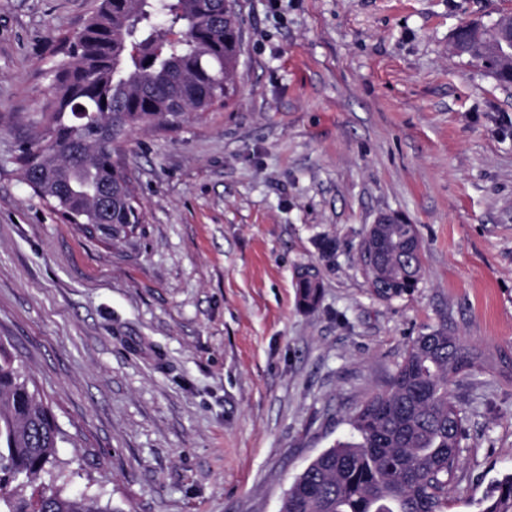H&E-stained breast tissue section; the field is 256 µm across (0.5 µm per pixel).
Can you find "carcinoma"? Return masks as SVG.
I'll use <instances>...</instances> for the list:
<instances>
[{
    "mask_svg": "<svg viewBox=\"0 0 512 512\" xmlns=\"http://www.w3.org/2000/svg\"><path fill=\"white\" fill-rule=\"evenodd\" d=\"M241 19L236 0H99L56 64L45 133L16 163L33 194L86 237L119 240L144 223V208L112 159L125 132L172 126L189 112H209L235 92ZM491 34L470 24L467 55L488 60L498 82L512 84V62L487 54ZM97 138L88 160L66 164L75 129ZM390 298L422 275L416 226H383ZM301 303L313 307L321 270L299 267ZM482 353L446 328L412 340L389 384L352 418L353 439L320 453L294 479L280 512H447L465 437V420L448 385ZM30 378L0 342V512H121L110 503L64 493L61 485L26 489L59 467L63 434ZM482 512H512V473L486 495Z\"/></svg>",
    "mask_w": 512,
    "mask_h": 512,
    "instance_id": "1",
    "label": "carcinoma"
}]
</instances>
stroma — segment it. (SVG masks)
<instances>
[{"instance_id":"1","label":"stroma","mask_w":512,"mask_h":512,"mask_svg":"<svg viewBox=\"0 0 512 512\" xmlns=\"http://www.w3.org/2000/svg\"><path fill=\"white\" fill-rule=\"evenodd\" d=\"M237 3L236 95L127 135L145 218L112 246L13 162L43 130L58 36L96 2L0 0V342L65 435L64 486L121 512H279L444 326L486 355L450 387L466 437L448 512H481L512 473V85L452 36L512 0ZM390 213L416 225L423 277L383 301L358 249ZM308 262L313 309L295 288ZM296 286L301 303L306 307H314L322 290L321 270L317 265L300 266L297 271Z\"/></svg>"}]
</instances>
